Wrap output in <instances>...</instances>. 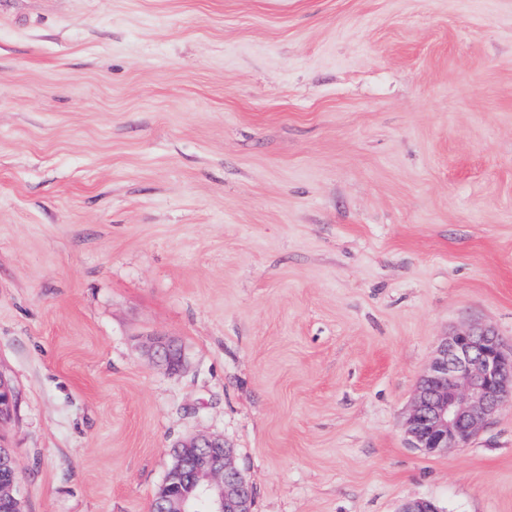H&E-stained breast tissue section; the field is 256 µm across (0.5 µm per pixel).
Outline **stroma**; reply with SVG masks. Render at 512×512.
I'll use <instances>...</instances> for the list:
<instances>
[{
  "instance_id": "stroma-1",
  "label": "stroma",
  "mask_w": 512,
  "mask_h": 512,
  "mask_svg": "<svg viewBox=\"0 0 512 512\" xmlns=\"http://www.w3.org/2000/svg\"><path fill=\"white\" fill-rule=\"evenodd\" d=\"M473 324L512 342V0H0L24 512H151L198 436L253 512H512V404L405 434ZM155 356L169 371H177L182 366V353L171 341L159 338L154 342Z\"/></svg>"
}]
</instances>
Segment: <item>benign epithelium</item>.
Masks as SVG:
<instances>
[{
    "mask_svg": "<svg viewBox=\"0 0 512 512\" xmlns=\"http://www.w3.org/2000/svg\"><path fill=\"white\" fill-rule=\"evenodd\" d=\"M155 356L170 371L182 366L172 342H154ZM512 402V344L489 327L456 330L438 347L420 381L407 421L411 447L437 455L467 444L506 403ZM15 389L0 375V422L17 412ZM173 473L198 477L192 498L153 500L152 512H252L253 490L234 465L233 450L218 438L201 436L178 446Z\"/></svg>",
    "mask_w": 512,
    "mask_h": 512,
    "instance_id": "obj_1",
    "label": "benign epithelium"
}]
</instances>
